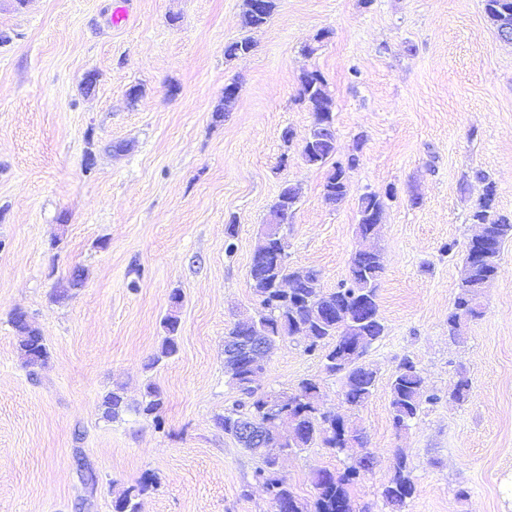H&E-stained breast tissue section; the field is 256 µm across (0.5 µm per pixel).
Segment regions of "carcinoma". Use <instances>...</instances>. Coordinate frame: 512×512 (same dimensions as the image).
Returning a JSON list of instances; mask_svg holds the SVG:
<instances>
[{"mask_svg":"<svg viewBox=\"0 0 512 512\" xmlns=\"http://www.w3.org/2000/svg\"><path fill=\"white\" fill-rule=\"evenodd\" d=\"M274 8V0H264V7L258 12L253 8V0H243L245 25L259 27L266 24ZM483 9L495 29L512 24V0H483ZM252 49V41L241 38L225 45L224 56L232 59L246 55ZM298 101L312 112V126L323 137L322 143L301 152V157L311 167L327 168L323 197L330 203L338 204L347 195L348 174L359 165L360 158L352 154L344 163L333 161L336 155L333 99L320 71H315L313 75L306 73L301 77ZM472 177L482 185V192L470 214V221L484 225L490 255L481 259L473 256V245L466 247L458 291L448 312V334L453 338L461 337L468 322L482 316L479 299L483 289L488 287L489 281L497 278L501 252L506 243L512 242V214H504L498 209L495 181L483 170L474 171ZM300 191L297 185H283L269 207V215L278 216L282 212L291 215ZM392 196L393 190L390 189L383 194L366 192L359 198L358 231L361 237L377 234L376 225L368 223V218L383 214L386 199ZM278 231V225L266 224L263 236L255 248L257 253H267V265L250 272L251 288L259 300V310L253 316L234 322L226 336L241 337L248 342L252 340L251 334H258L268 352L273 349L277 339L283 336L305 339L306 351L323 350L328 372L344 374V402L352 408L360 407L373 393L376 374L365 364L350 363L343 366L339 361L357 344L367 347L384 335L385 325L377 304V290L385 270L382 252L377 249L354 252L349 260L348 280L336 289L326 290L321 286L317 271L310 268L291 270L285 260L279 258L277 251L281 235ZM283 279H293L297 283V288L289 296L278 288ZM83 284V271L78 267L73 268L66 284L56 290L55 299L64 301L70 298L72 292L83 287ZM11 321L23 335L20 350L25 363L32 367L45 364L50 357L46 340L40 330L28 322L26 312L16 310ZM162 326L166 336L159 352L152 359L154 364L174 356L178 351V316L172 312L167 314L162 320ZM224 367L239 392L247 398V402H239L236 407L218 417L217 423L224 429V433L234 435L236 423L241 418H250L257 427L264 428L269 413L265 406L269 403L291 407L299 416V422L290 425L289 433L283 434L276 427L269 433V440L264 445L245 446L248 451L263 456L264 466L255 470L254 479L266 489L272 500L288 505V512H354L347 485L360 473L371 471L374 460L369 455L355 452V449L363 447V436L350 421H345L344 430L340 433L327 431L321 421L323 403L319 383L314 379H304L292 393L259 395L242 384L244 367L241 361L226 357ZM425 390L426 382L418 368L408 359L400 363L391 382L390 399L393 423L397 430L408 428L418 417ZM469 390V378L466 373H459L451 398L463 403L468 398ZM163 406L161 391L152 385L147 386L145 399L134 408L119 388L106 392L101 401L104 417L108 420H117L133 410L145 419L156 421ZM316 445L329 448L343 457L345 468L338 473L328 469L318 471L313 480L315 499L308 503L295 495L271 464L276 452L283 448L301 449ZM148 487L149 480L144 479L125 490L116 498L114 512H138L136 499ZM414 491L406 460L399 456L394 475L383 487L381 495L392 512H400Z\"/></svg>","mask_w":512,"mask_h":512,"instance_id":"1","label":"carcinoma"}]
</instances>
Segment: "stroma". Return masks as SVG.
<instances>
[{"mask_svg":"<svg viewBox=\"0 0 512 512\" xmlns=\"http://www.w3.org/2000/svg\"><path fill=\"white\" fill-rule=\"evenodd\" d=\"M113 2L0 0V512H114L149 477L139 512H276L253 480L259 458L216 419L240 397L224 333L256 308L251 258L287 181L302 188L288 261L319 271L327 289L363 244L359 197L395 192L375 241L386 331L365 362L378 382L353 412L375 458L349 488L356 512H390L381 492L399 453L416 488L402 512H512V243L466 342L448 337L481 193L472 170L491 175L512 212V44L482 0H275L258 29L245 27L243 0H137L134 24L116 29ZM245 36L252 52L225 58ZM311 70L332 95L337 160L361 155L336 205L323 197L324 170L299 153L313 115L296 97ZM232 80L238 98L215 119ZM133 85L143 89L135 105ZM76 266L83 287L56 301ZM175 292L179 351L154 367ZM19 308L46 338L44 366L23 362L10 322ZM407 358L438 400L399 431L389 381ZM461 368L471 389L458 404L448 393ZM305 378L327 410L350 413L341 378L288 338L256 385L277 393ZM150 382L165 400L161 424L104 419V393L124 386L134 406ZM343 467L318 446L282 456L278 474L310 501L314 472Z\"/></svg>","mask_w":512,"mask_h":512,"instance_id":"stroma-1","label":"stroma"}]
</instances>
